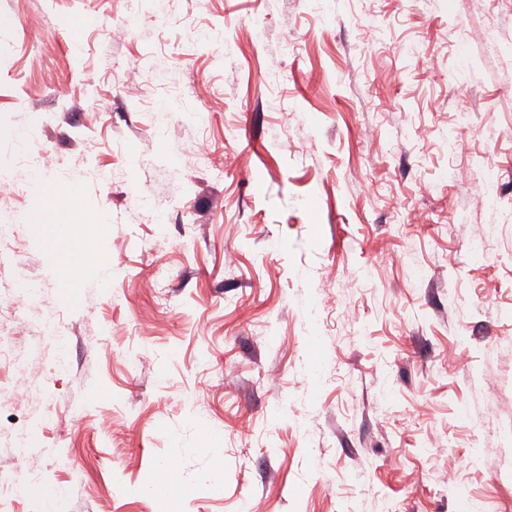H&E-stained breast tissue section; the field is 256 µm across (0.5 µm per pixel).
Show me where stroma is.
<instances>
[{
  "label": "stroma",
  "mask_w": 512,
  "mask_h": 512,
  "mask_svg": "<svg viewBox=\"0 0 512 512\" xmlns=\"http://www.w3.org/2000/svg\"><path fill=\"white\" fill-rule=\"evenodd\" d=\"M0 15V512H512V0Z\"/></svg>",
  "instance_id": "1"
}]
</instances>
